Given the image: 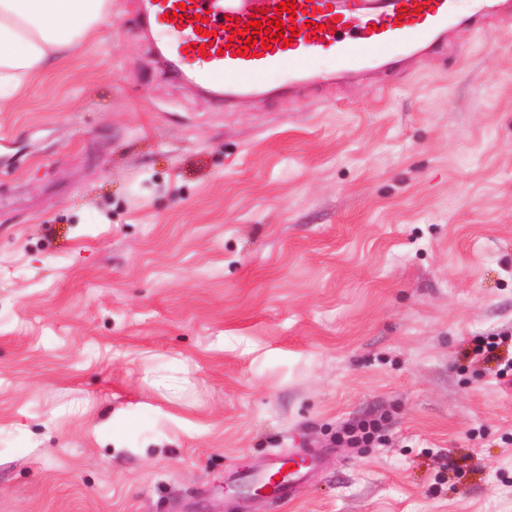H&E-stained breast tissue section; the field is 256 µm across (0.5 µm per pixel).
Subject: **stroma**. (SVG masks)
<instances>
[{"mask_svg":"<svg viewBox=\"0 0 512 512\" xmlns=\"http://www.w3.org/2000/svg\"><path fill=\"white\" fill-rule=\"evenodd\" d=\"M142 3L0 111V512H512V28L227 109ZM288 462L291 463L293 465L292 467H295V469L292 470L290 475L288 476V466H286L281 471L279 476L276 477V479L279 480L283 478V476H288V482L282 480L271 485L274 495L279 497L286 504L292 501L294 495V480L299 478L304 473V471L309 467L308 455L305 453H296L294 456L288 458Z\"/></svg>","mask_w":512,"mask_h":512,"instance_id":"35a3bbf8","label":"stroma"}]
</instances>
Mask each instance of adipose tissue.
<instances>
[{"mask_svg":"<svg viewBox=\"0 0 512 512\" xmlns=\"http://www.w3.org/2000/svg\"><path fill=\"white\" fill-rule=\"evenodd\" d=\"M112 0H0V109L95 37Z\"/></svg>","mask_w":512,"mask_h":512,"instance_id":"1","label":"adipose tissue"}]
</instances>
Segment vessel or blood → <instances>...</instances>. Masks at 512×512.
I'll return each mask as SVG.
<instances>
[{
  "label": "vessel or blood",
  "mask_w": 512,
  "mask_h": 512,
  "mask_svg": "<svg viewBox=\"0 0 512 512\" xmlns=\"http://www.w3.org/2000/svg\"><path fill=\"white\" fill-rule=\"evenodd\" d=\"M281 0H152L154 21L167 45L168 63L180 70L191 67L192 83L225 106L244 97H263L269 74L284 80L289 96L305 98L326 89L344 94L352 78L375 79L389 74L382 91L428 64L439 53L457 57L460 46L447 32L489 34L512 27V0H296V14L282 13L285 27H297L291 44L255 45L252 53L237 56L227 46L229 19L251 21L259 11L273 13ZM204 15L196 26L195 15ZM328 57L335 65L324 75L311 71V60ZM290 481L274 483L283 502L293 498V479L308 467V456H291Z\"/></svg>",
  "instance_id": "b4317fda"
}]
</instances>
